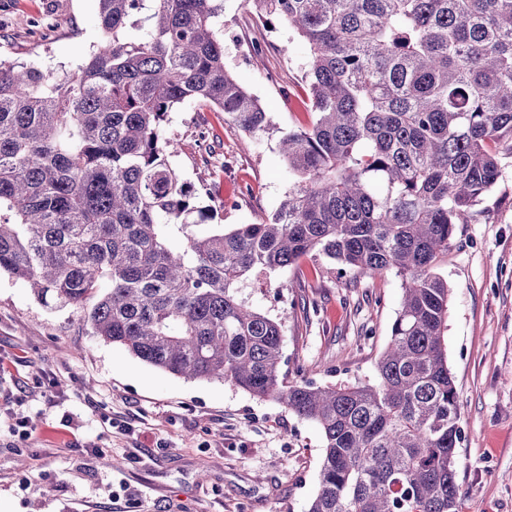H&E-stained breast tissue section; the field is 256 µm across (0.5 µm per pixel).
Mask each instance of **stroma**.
<instances>
[{"label": "stroma", "instance_id": "stroma-1", "mask_svg": "<svg viewBox=\"0 0 512 512\" xmlns=\"http://www.w3.org/2000/svg\"><path fill=\"white\" fill-rule=\"evenodd\" d=\"M216 26L226 68L272 126L252 139L220 109L183 102L166 124L171 161L222 224L260 223L290 183L278 141L311 120L308 49L287 26L263 27L245 0H224ZM101 41L96 0H0V61L74 73ZM482 208L437 268L465 435L456 481L460 512H512V163ZM243 294L281 320L287 381L339 385L374 381L403 291L394 273L343 274L312 254ZM322 456L319 427L283 404L153 368L93 336L82 310L46 308L0 274V512H307Z\"/></svg>", "mask_w": 512, "mask_h": 512}]
</instances>
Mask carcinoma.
Instances as JSON below:
<instances>
[{"label":"carcinoma","mask_w":512,"mask_h":512,"mask_svg":"<svg viewBox=\"0 0 512 512\" xmlns=\"http://www.w3.org/2000/svg\"><path fill=\"white\" fill-rule=\"evenodd\" d=\"M96 2L106 39L76 74L0 64V271L47 307L89 308L93 335L155 368L316 423L307 512H459L435 269L512 158V0H247L306 43L312 119L280 141L292 181L272 219L228 228L164 130L188 100L249 137L270 129L225 68L223 0ZM311 253L402 280L373 384L285 383L282 322L242 295Z\"/></svg>","instance_id":"obj_1"}]
</instances>
